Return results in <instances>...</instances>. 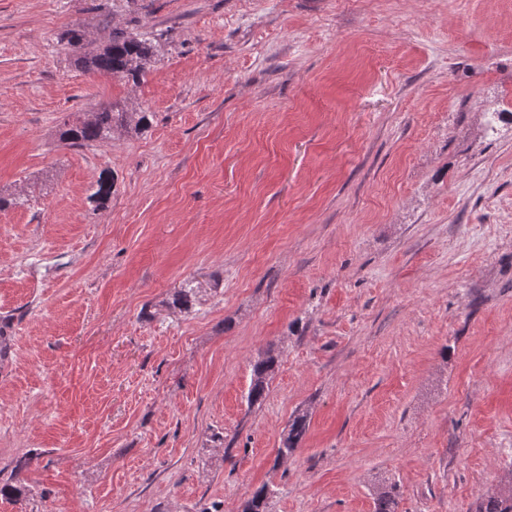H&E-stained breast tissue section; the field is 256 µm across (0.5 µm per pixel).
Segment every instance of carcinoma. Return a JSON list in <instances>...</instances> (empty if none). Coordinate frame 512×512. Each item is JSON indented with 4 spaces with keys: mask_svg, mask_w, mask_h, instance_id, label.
<instances>
[{
    "mask_svg": "<svg viewBox=\"0 0 512 512\" xmlns=\"http://www.w3.org/2000/svg\"><path fill=\"white\" fill-rule=\"evenodd\" d=\"M68 43L83 52L81 62L89 73L135 81L145 70L151 56L150 41L137 35L112 31L109 43L102 49L87 51L85 32L74 28L68 33ZM151 112H117L114 106L107 104L90 112L83 120L74 124H64L60 140L69 147H82L96 142L112 139L119 128L134 127L138 131L151 125ZM195 298V289L182 288L174 295L173 304L182 312L190 311ZM277 359L268 352L252 364L251 382L246 401L249 406L261 404L267 396L268 383L274 372ZM308 428L307 415L294 417L287 435L278 448L277 457L284 458L295 450ZM269 491L267 487L257 488L247 500L243 512H267ZM395 492L381 493L375 502V512H397ZM477 512H512V489L506 496H490L484 500Z\"/></svg>",
    "mask_w": 512,
    "mask_h": 512,
    "instance_id": "carcinoma-1",
    "label": "carcinoma"
}]
</instances>
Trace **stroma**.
I'll return each mask as SVG.
<instances>
[{
  "label": "stroma",
  "mask_w": 512,
  "mask_h": 512,
  "mask_svg": "<svg viewBox=\"0 0 512 512\" xmlns=\"http://www.w3.org/2000/svg\"><path fill=\"white\" fill-rule=\"evenodd\" d=\"M76 27L150 37L140 79L84 72ZM108 103L151 126L60 142ZM27 193L0 211V481L27 495L0 512L262 485L267 512L390 486L475 512L512 469V0H0V195ZM277 359L268 352L252 364L251 382L247 391L246 401L250 407L260 405L267 396L268 383L274 372ZM308 428L307 415L301 414L294 417L289 426L287 435L282 440V446L278 448L277 457L284 458L291 454L296 445L302 439Z\"/></svg>",
  "instance_id": "1"
}]
</instances>
